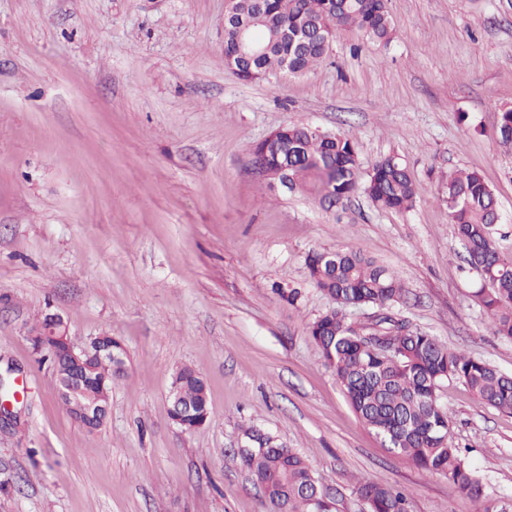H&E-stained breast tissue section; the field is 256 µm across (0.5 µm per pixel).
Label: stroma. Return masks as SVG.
Here are the masks:
<instances>
[{
  "label": "stroma",
  "mask_w": 512,
  "mask_h": 512,
  "mask_svg": "<svg viewBox=\"0 0 512 512\" xmlns=\"http://www.w3.org/2000/svg\"><path fill=\"white\" fill-rule=\"evenodd\" d=\"M226 0H0V512H267L239 449L248 428L301 453L334 501L369 512L363 479L410 512H475L441 476L401 461L354 413L307 326L333 308L312 250L358 249L408 293L393 312L512 375L442 185L478 170L512 253V0H387L388 46L350 30L302 75L240 81L224 66ZM358 143L363 170L398 156L413 207L361 193L326 211L264 180L251 147L288 124ZM296 304H289L290 291ZM61 316L74 347L127 352L97 430L72 418L30 336ZM204 378L209 418L169 416L173 373ZM452 441L498 512H512V414L444 384Z\"/></svg>",
  "instance_id": "1"
}]
</instances>
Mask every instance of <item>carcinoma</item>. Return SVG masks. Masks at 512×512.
Wrapping results in <instances>:
<instances>
[{
	"label": "carcinoma",
	"mask_w": 512,
	"mask_h": 512,
	"mask_svg": "<svg viewBox=\"0 0 512 512\" xmlns=\"http://www.w3.org/2000/svg\"><path fill=\"white\" fill-rule=\"evenodd\" d=\"M234 11L235 22L224 24V62L246 82L310 71L325 59L340 30H353L384 46L393 38L386 0H236ZM496 137L512 150V107L501 108ZM277 138L302 146L288 159L289 191L306 192L322 206L331 200L341 204L358 190L381 209L404 212L413 206L414 183L400 158L386 156L363 175L357 143L348 136L290 124L277 129ZM446 203L467 263L484 282L477 298L492 332L512 340V255L503 254L492 238V227L500 223L495 194L479 172L459 170L448 175ZM306 263L313 285L336 303L309 324V336L359 419L376 434L395 439L401 460L448 478L479 503L477 512H493L476 470L446 440L451 418L439 391L446 381L460 382L484 404L512 414V376L449 349L402 320L375 314L366 324L348 322L350 309L386 310L406 293L400 280L363 252L312 250ZM369 336L387 337L393 351L370 347ZM112 344L121 346L107 335L95 338L87 362L77 366L62 339L50 347L39 338L34 342L39 361L51 364L59 384L80 379L85 402L103 405L122 372L95 351ZM172 387L180 397V405L170 409L175 423L189 428L209 414L206 386L195 370L179 369ZM246 435L251 446L243 449L244 458L270 512H332L329 496L301 454L275 442L261 447L253 429ZM357 492L369 501L371 512H407L406 495L393 487L359 481Z\"/></svg>",
	"instance_id": "1"
}]
</instances>
